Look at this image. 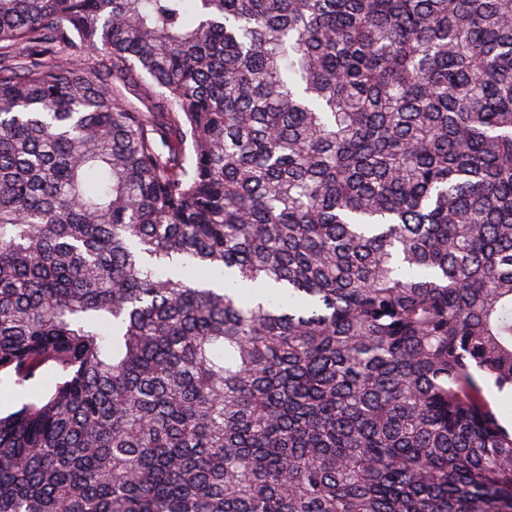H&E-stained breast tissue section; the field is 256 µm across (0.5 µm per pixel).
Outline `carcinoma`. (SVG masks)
<instances>
[{
	"label": "carcinoma",
	"mask_w": 512,
	"mask_h": 512,
	"mask_svg": "<svg viewBox=\"0 0 512 512\" xmlns=\"http://www.w3.org/2000/svg\"><path fill=\"white\" fill-rule=\"evenodd\" d=\"M0 374V512H512V0H0ZM48 388V381L35 382L27 394H18L13 391L12 382L10 379L1 376L0 382V409L2 413L14 410L20 406L23 401H26L29 396L45 392ZM489 400L497 407L500 418L503 423L512 424V393L503 391L499 392L493 385H489L486 389Z\"/></svg>",
	"instance_id": "obj_1"
}]
</instances>
